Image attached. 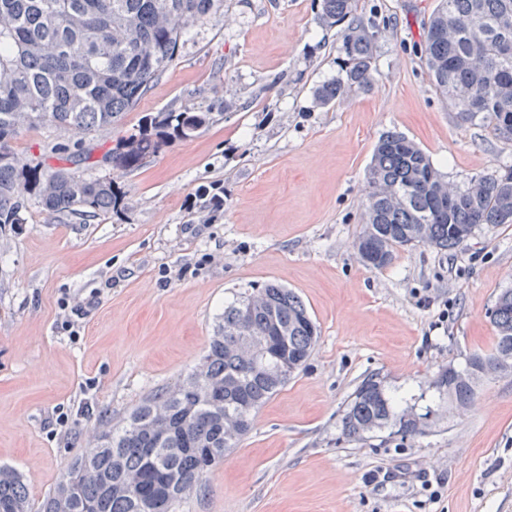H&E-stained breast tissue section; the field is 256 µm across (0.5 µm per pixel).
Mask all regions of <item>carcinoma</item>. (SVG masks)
Returning <instances> with one entry per match:
<instances>
[{
	"mask_svg": "<svg viewBox=\"0 0 512 512\" xmlns=\"http://www.w3.org/2000/svg\"><path fill=\"white\" fill-rule=\"evenodd\" d=\"M321 20L341 26L342 76L315 89L330 105L374 79L375 35L357 15V0H320ZM224 0H0V226L22 224L27 197L53 216L79 209L107 213L117 204L108 179H82L61 166L40 174L14 148L26 128L92 135L110 130L140 101L174 60L183 35L217 14ZM436 89L463 123L478 119L512 140V0H442L420 48ZM209 111L157 112L115 139V169H133L173 140L189 138ZM433 160L399 132L379 140L369 168L366 224L358 241L389 265L398 249L422 243L450 251L481 224H512V166L455 187L448 211L437 196L450 192ZM493 348L473 355L462 370L443 368L430 382L463 408L476 380L500 372L512 354V289L497 297ZM318 338L298 295L267 283L224 306V321L207 353L181 385L142 401L119 429L68 462L56 488L31 507L25 487L0 468V512H167L202 486L206 474L237 447L256 413L302 368ZM376 375L356 388L341 418L351 439L396 427L421 432L426 415L396 412Z\"/></svg>",
	"mask_w": 512,
	"mask_h": 512,
	"instance_id": "carcinoma-1",
	"label": "carcinoma"
}]
</instances>
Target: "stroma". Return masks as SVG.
<instances>
[{
	"label": "stroma",
	"mask_w": 512,
	"mask_h": 512,
	"mask_svg": "<svg viewBox=\"0 0 512 512\" xmlns=\"http://www.w3.org/2000/svg\"><path fill=\"white\" fill-rule=\"evenodd\" d=\"M357 5L376 33L375 79L331 105L313 92L340 75L342 40L318 0H224L115 130L67 137L40 124L16 139L26 162L55 144L90 150L77 174L119 195L108 213L52 219L32 199L25 223L0 230V466L31 503L103 426L192 370L225 303L275 282L305 303L319 341L176 512H512V371L479 379L463 409L429 387L494 343L512 224L480 225L452 251L399 249L380 269L355 249L382 134H405L461 187L512 164V140L460 122L436 91L420 45L440 0ZM185 109L212 118L137 168L112 167L116 135ZM218 186L224 214L211 223L206 192ZM94 291L71 340L60 302ZM373 373L426 413L421 433L343 435V410ZM60 408L65 435L50 425Z\"/></svg>",
	"instance_id": "stroma-1"
}]
</instances>
